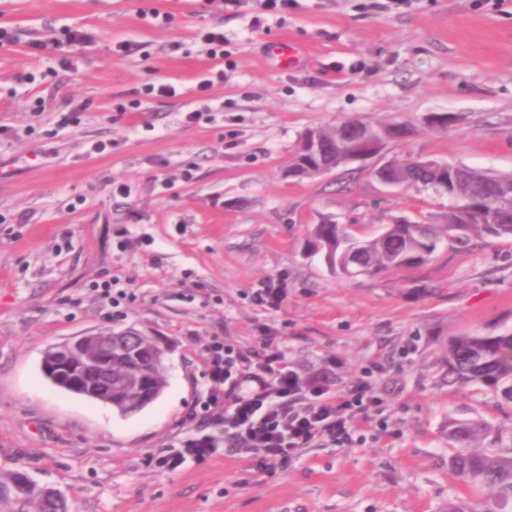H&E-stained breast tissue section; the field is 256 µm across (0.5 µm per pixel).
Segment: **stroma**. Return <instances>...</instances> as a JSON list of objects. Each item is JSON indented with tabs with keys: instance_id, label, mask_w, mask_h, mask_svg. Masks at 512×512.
I'll list each match as a JSON object with an SVG mask.
<instances>
[{
	"instance_id": "obj_1",
	"label": "stroma",
	"mask_w": 512,
	"mask_h": 512,
	"mask_svg": "<svg viewBox=\"0 0 512 512\" xmlns=\"http://www.w3.org/2000/svg\"><path fill=\"white\" fill-rule=\"evenodd\" d=\"M152 7L160 19H143ZM0 24L18 35L0 48V473L28 472L70 512H443L464 496L448 421L510 437L512 403L449 385L448 341L512 334V237L474 235L417 268L342 277L311 252L315 225L369 238L404 218L440 224L447 196L387 188L371 160L286 171L306 130L355 121L410 128L385 159L512 174V0H0ZM64 25L97 36L72 48L73 70L27 47ZM215 25L220 60L200 40ZM278 40L298 64L267 57ZM218 69L223 80L199 92ZM161 83L176 96L145 94ZM73 108L79 125L58 126ZM190 111L200 119L185 122ZM432 113L447 127L428 126ZM99 141L110 150L89 154ZM272 280L286 296L269 310L253 294ZM106 281L119 306L101 297ZM263 325L302 378L332 368L334 393L371 382L381 412L352 445L304 449L274 474L220 449L163 466L215 431L207 346L252 354ZM128 329L169 347L168 385L141 412L44 379L50 345Z\"/></svg>"
}]
</instances>
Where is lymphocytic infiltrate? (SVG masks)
<instances>
[{
    "label": "lymphocytic infiltrate",
    "mask_w": 512,
    "mask_h": 512,
    "mask_svg": "<svg viewBox=\"0 0 512 512\" xmlns=\"http://www.w3.org/2000/svg\"><path fill=\"white\" fill-rule=\"evenodd\" d=\"M261 340L260 352L251 358L220 341L208 346L211 386L204 408L208 422L222 427L224 440L207 435L187 440L165 458L169 468L221 448L255 456L262 469L273 472L314 444H352L357 423L382 406L378 391L365 381L333 396L327 373L302 380L275 347L270 329H262Z\"/></svg>",
    "instance_id": "1"
}]
</instances>
